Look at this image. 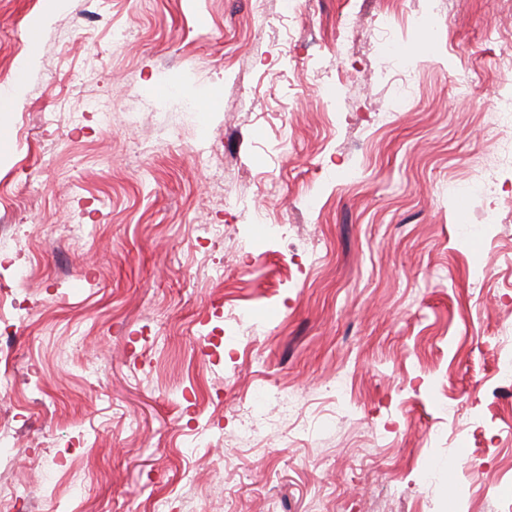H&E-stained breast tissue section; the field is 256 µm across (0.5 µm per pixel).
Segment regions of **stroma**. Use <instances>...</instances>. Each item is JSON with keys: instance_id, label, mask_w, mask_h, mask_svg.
I'll use <instances>...</instances> for the list:
<instances>
[{"instance_id": "1", "label": "stroma", "mask_w": 512, "mask_h": 512, "mask_svg": "<svg viewBox=\"0 0 512 512\" xmlns=\"http://www.w3.org/2000/svg\"><path fill=\"white\" fill-rule=\"evenodd\" d=\"M45 4L0 0L13 512H512V0ZM35 54L20 63L18 68L17 79L13 91L8 95L0 96V112H10L16 105L19 93L27 81L28 75L35 63ZM490 112L498 113V123L502 130L501 149L505 154H511L512 159V135L511 137L507 135L509 131L512 133V95L499 98Z\"/></svg>"}]
</instances>
